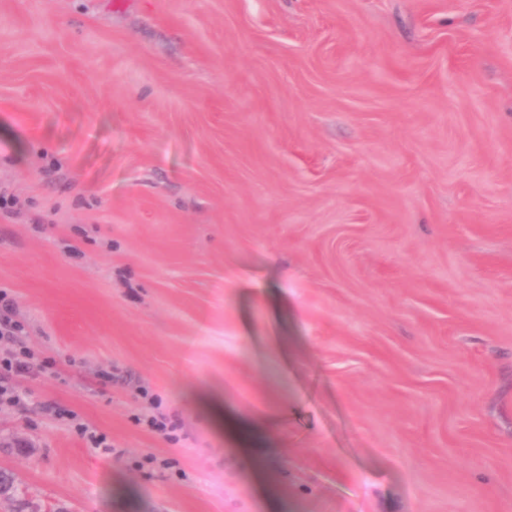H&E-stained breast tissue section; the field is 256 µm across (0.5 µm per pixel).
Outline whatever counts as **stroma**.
Segmentation results:
<instances>
[{
	"instance_id": "1",
	"label": "stroma",
	"mask_w": 512,
	"mask_h": 512,
	"mask_svg": "<svg viewBox=\"0 0 512 512\" xmlns=\"http://www.w3.org/2000/svg\"><path fill=\"white\" fill-rule=\"evenodd\" d=\"M0 195V512H512V0H0ZM45 363H35L33 355L25 349L8 352L0 357V397L2 394L7 396L9 403H18L20 396L10 388L9 381L31 374L34 368L43 370L46 368ZM206 404L214 411L218 424L221 427H231L237 431L246 432L252 439H261L267 432L268 420L247 419L231 414H224V406L217 398H206Z\"/></svg>"
}]
</instances>
